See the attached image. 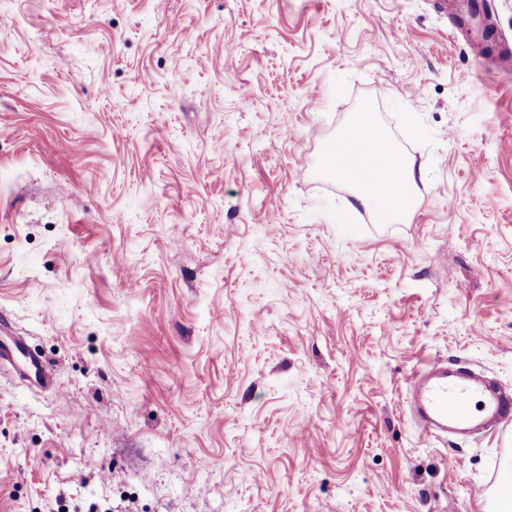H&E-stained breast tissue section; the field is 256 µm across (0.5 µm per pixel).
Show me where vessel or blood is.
<instances>
[{"mask_svg": "<svg viewBox=\"0 0 512 512\" xmlns=\"http://www.w3.org/2000/svg\"><path fill=\"white\" fill-rule=\"evenodd\" d=\"M456 18L470 22L475 36L470 44L474 57L484 58L492 49L484 37V11L480 0H455ZM17 365L27 380L47 387L53 375L40 355L19 337L9 334L6 321H0V362ZM411 412L422 432H464L489 420L499 427L512 425V392L490 388L480 379L449 372L439 362L428 363L417 371L409 397Z\"/></svg>", "mask_w": 512, "mask_h": 512, "instance_id": "vessel-or-blood-1", "label": "vessel or blood"}]
</instances>
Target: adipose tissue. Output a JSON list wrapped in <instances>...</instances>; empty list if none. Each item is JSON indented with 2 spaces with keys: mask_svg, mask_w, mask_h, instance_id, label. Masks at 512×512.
Segmentation results:
<instances>
[{
  "mask_svg": "<svg viewBox=\"0 0 512 512\" xmlns=\"http://www.w3.org/2000/svg\"><path fill=\"white\" fill-rule=\"evenodd\" d=\"M324 167L354 188L378 223L410 219L420 174L369 115L356 118L329 145Z\"/></svg>",
  "mask_w": 512,
  "mask_h": 512,
  "instance_id": "1",
  "label": "adipose tissue"
}]
</instances>
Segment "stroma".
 <instances>
[{"mask_svg":"<svg viewBox=\"0 0 512 512\" xmlns=\"http://www.w3.org/2000/svg\"><path fill=\"white\" fill-rule=\"evenodd\" d=\"M365 111L406 222L322 167ZM0 317V512H489L512 428L407 389L512 385V71L441 0H0ZM0 334V363L16 364L23 377L39 386L52 385L53 374L46 368L41 356L21 338L9 334L5 320L0 321ZM409 401L413 419L422 432H465L485 420L498 427L512 425V392L492 389L465 373H450L440 362L417 371ZM475 401L478 412L471 404Z\"/></svg>","mask_w":512,"mask_h":512,"instance_id":"35a3bbf8","label":"stroma"}]
</instances>
